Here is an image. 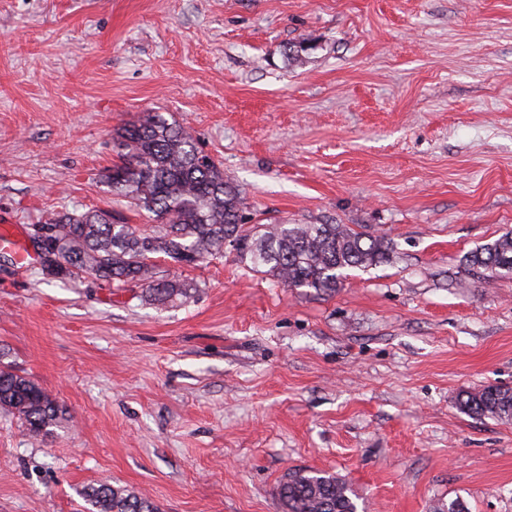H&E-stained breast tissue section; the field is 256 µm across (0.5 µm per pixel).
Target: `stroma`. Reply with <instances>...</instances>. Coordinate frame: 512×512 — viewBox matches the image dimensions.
Instances as JSON below:
<instances>
[{
  "instance_id": "obj_1",
  "label": "stroma",
  "mask_w": 512,
  "mask_h": 512,
  "mask_svg": "<svg viewBox=\"0 0 512 512\" xmlns=\"http://www.w3.org/2000/svg\"><path fill=\"white\" fill-rule=\"evenodd\" d=\"M313 42L298 60L291 44ZM189 128L249 226L391 239L333 292L225 249L160 267L161 307L0 249V364L68 413L43 440L0 409V512H86L123 487L159 512H284L279 483L345 479L359 512H512V277L467 253L512 231V0H0V225L94 208L113 133ZM460 409L475 418L496 417L512 419V387L487 386L464 391L459 399Z\"/></svg>"
}]
</instances>
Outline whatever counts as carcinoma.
Returning <instances> with one entry per match:
<instances>
[{"label":"carcinoma","mask_w":512,"mask_h":512,"mask_svg":"<svg viewBox=\"0 0 512 512\" xmlns=\"http://www.w3.org/2000/svg\"><path fill=\"white\" fill-rule=\"evenodd\" d=\"M119 160L106 170L115 196L152 215L158 225L147 232L106 210L51 213L52 230L42 270L75 278L91 274L120 288L142 286L151 302L165 305L191 291L173 274L158 271L155 258L191 265L224 255L232 247L250 257L255 271L290 288L334 291L348 268L366 270L389 260L390 240L356 232L344 224H260L245 233L246 201L206 159L192 133L152 112L115 132ZM465 264L490 276L512 275V231L470 252ZM460 409L475 418L512 419V387L464 391ZM0 408L16 415L28 435L41 440L65 420L64 410L33 379L0 367ZM286 512H358L342 479L322 472L288 474L278 486ZM88 512H158L152 503L108 484L82 492Z\"/></svg>","instance_id":"obj_1"}]
</instances>
